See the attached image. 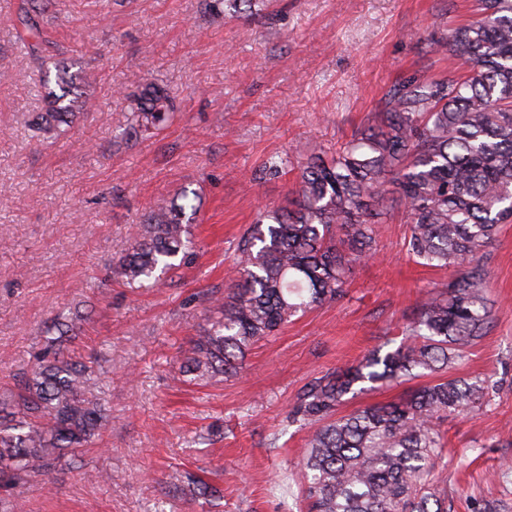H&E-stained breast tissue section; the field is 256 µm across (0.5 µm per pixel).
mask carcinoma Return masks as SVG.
<instances>
[{"instance_id":"carcinoma-1","label":"carcinoma","mask_w":512,"mask_h":512,"mask_svg":"<svg viewBox=\"0 0 512 512\" xmlns=\"http://www.w3.org/2000/svg\"><path fill=\"white\" fill-rule=\"evenodd\" d=\"M274 0H212L226 19L252 17ZM35 0H21L17 38L36 53L48 43ZM468 70L443 80L409 78L385 95L380 112L329 159L297 164L272 154L262 177L298 175L286 204L259 207L232 259L233 277L213 316L189 341L183 372L196 380L233 376L246 350L293 317L346 295L354 268L375 254L376 218L396 213L408 225L407 254L448 271L415 304L402 327L405 343L315 378L297 395L287 421L307 429L301 469L308 512H448L436 472L446 443L438 421L477 407L480 378L439 379L393 402L339 414L349 394L374 385L432 376L485 336L490 320L489 246L512 222V0H475L474 19L432 42ZM46 88L40 132L65 134L95 105L86 74L57 65ZM127 139L164 130L175 98L151 83L127 94ZM191 191L149 208L141 231L113 266L127 284H155L192 255L189 229L198 206ZM77 318L56 316L45 347L16 389L0 398V512H25L21 487L76 471L96 482L111 475L85 468L84 454L106 417L97 389L99 357H77L67 343ZM211 497L217 489L178 471Z\"/></svg>"}]
</instances>
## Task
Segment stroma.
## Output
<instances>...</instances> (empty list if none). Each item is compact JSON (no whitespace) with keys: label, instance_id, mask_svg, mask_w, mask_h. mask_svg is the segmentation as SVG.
<instances>
[{"label":"stroma","instance_id":"1","mask_svg":"<svg viewBox=\"0 0 512 512\" xmlns=\"http://www.w3.org/2000/svg\"><path fill=\"white\" fill-rule=\"evenodd\" d=\"M18 3L0 0V395L30 370L55 315L88 312L75 348L104 356L109 417L86 459L112 475L30 482L29 512H305L306 432L286 423L297 394L368 351L398 348L406 314L447 271L416 263L406 225L385 218L347 296L256 342L236 376L189 380L181 354L223 296L259 205L294 182L253 172L276 152L333 154L392 85L455 68L430 43L439 19H471V0H277L262 24L225 22L207 0H50L51 44L36 57L16 37ZM59 62L91 74L96 106L51 139L32 123ZM152 80L180 110L159 135L124 140L131 102L116 90ZM187 187L200 200L196 253L156 288L107 278L148 207ZM489 252L488 332L448 370L487 380V394L439 423L451 512L492 499L512 512V223ZM174 470L218 497L169 487Z\"/></svg>","mask_w":512,"mask_h":512}]
</instances>
